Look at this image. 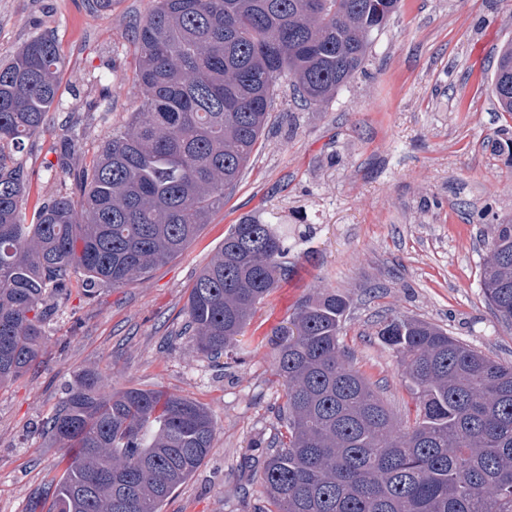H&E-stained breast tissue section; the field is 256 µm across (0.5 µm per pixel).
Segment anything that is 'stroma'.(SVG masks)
<instances>
[{"label":"stroma","instance_id":"35a3bbf8","mask_svg":"<svg viewBox=\"0 0 512 512\" xmlns=\"http://www.w3.org/2000/svg\"><path fill=\"white\" fill-rule=\"evenodd\" d=\"M150 6L112 0L103 14L90 0H0V58L45 30L65 57L59 107L13 149L28 175L26 210L65 192L61 153L88 164L139 110L132 34ZM510 40L512 0H401L365 67L327 104L305 105L281 76L258 151L181 254L122 288L51 296L40 364L0 386V512H26L63 471L68 451L47 424L85 370L209 409L213 446L162 512H267L258 473L284 404L275 344L301 302L325 289L348 298L341 345L397 416L416 400L378 336L386 317L433 323L512 363V327L480 287L494 227L512 223V115L492 96ZM69 128L79 145L68 152ZM245 217L283 238L293 275L258 304L235 347L209 359L187 330L188 296Z\"/></svg>","mask_w":512,"mask_h":512}]
</instances>
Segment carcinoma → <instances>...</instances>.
<instances>
[{"mask_svg": "<svg viewBox=\"0 0 512 512\" xmlns=\"http://www.w3.org/2000/svg\"><path fill=\"white\" fill-rule=\"evenodd\" d=\"M132 40L140 111L70 192L26 221L27 173L8 146L40 131L65 58L52 32L0 61V386L38 363L47 297L82 277L84 294L123 287L183 252L224 205L269 124L277 79L321 106L361 70L400 0H151ZM512 115V41L494 70ZM271 225L244 219L187 302L196 348L231 350L288 261ZM485 300L512 326V224H498L481 269ZM347 299L303 301L275 347L285 404L260 473L269 512H512V364L414 318L378 331L417 404L402 422L340 345ZM68 449L46 512H162L207 457L209 411L159 390L108 387L84 372L48 427Z\"/></svg>", "mask_w": 512, "mask_h": 512, "instance_id": "1", "label": "carcinoma"}]
</instances>
